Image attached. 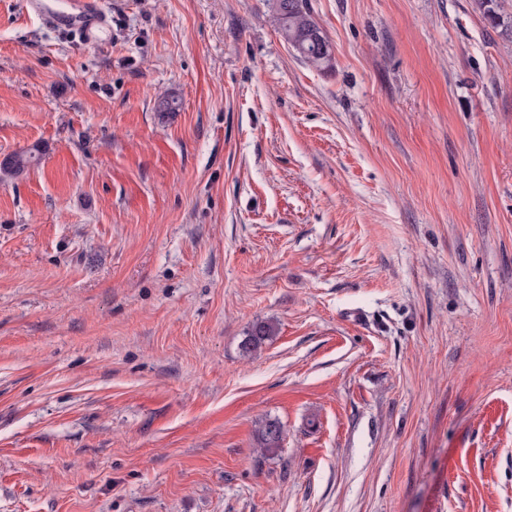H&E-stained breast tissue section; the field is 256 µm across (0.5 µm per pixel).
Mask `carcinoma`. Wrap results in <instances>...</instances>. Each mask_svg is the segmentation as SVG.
<instances>
[{"label": "carcinoma", "mask_w": 512, "mask_h": 512, "mask_svg": "<svg viewBox=\"0 0 512 512\" xmlns=\"http://www.w3.org/2000/svg\"><path fill=\"white\" fill-rule=\"evenodd\" d=\"M477 9L494 28L503 32H512V14L504 13L501 0H475ZM279 30L285 41L298 56L307 64L319 69H328L332 65V56L322 52L327 41L323 31L308 12L304 0H296L294 9L283 13L280 7H275ZM41 151L32 148L8 157L7 162L0 165V170L18 177L26 173L38 162ZM273 333V327L268 323L256 324L250 334L241 344L242 354L249 356L256 352ZM283 426L277 419L261 421L257 429L259 447L265 453H274L281 448Z\"/></svg>", "instance_id": "obj_1"}]
</instances>
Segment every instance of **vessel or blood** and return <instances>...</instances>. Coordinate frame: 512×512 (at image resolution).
<instances>
[{
    "mask_svg": "<svg viewBox=\"0 0 512 512\" xmlns=\"http://www.w3.org/2000/svg\"><path fill=\"white\" fill-rule=\"evenodd\" d=\"M24 7L52 26L79 32L89 43L101 44L105 41L108 30L105 0H81L80 8L76 11L60 8L51 0H25Z\"/></svg>",
    "mask_w": 512,
    "mask_h": 512,
    "instance_id": "vessel-or-blood-1",
    "label": "vessel or blood"
}]
</instances>
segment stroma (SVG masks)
Segmentation results:
<instances>
[{
  "instance_id": "stroma-1",
  "label": "stroma",
  "mask_w": 512,
  "mask_h": 512,
  "mask_svg": "<svg viewBox=\"0 0 512 512\" xmlns=\"http://www.w3.org/2000/svg\"><path fill=\"white\" fill-rule=\"evenodd\" d=\"M306 2L0 0V512H512V38ZM24 7L44 22L62 30L78 31L88 43L103 44L109 27L104 0H82L79 11L60 8L50 0H26ZM275 0V12L279 30L285 41L298 56L307 64L319 70L328 69L332 65V55L322 52L324 42H328L323 31L308 12L303 0L296 1V6L288 13L280 10ZM41 151L38 148H32L26 151L16 153L8 157L7 162L0 165L1 171L18 177L26 173L29 168L38 162ZM273 332V327L270 324L257 323L241 344L242 354L250 356L256 352L272 336ZM283 426L277 419H265L261 421L257 429V441L264 453H274L280 447L283 440Z\"/></svg>"
}]
</instances>
